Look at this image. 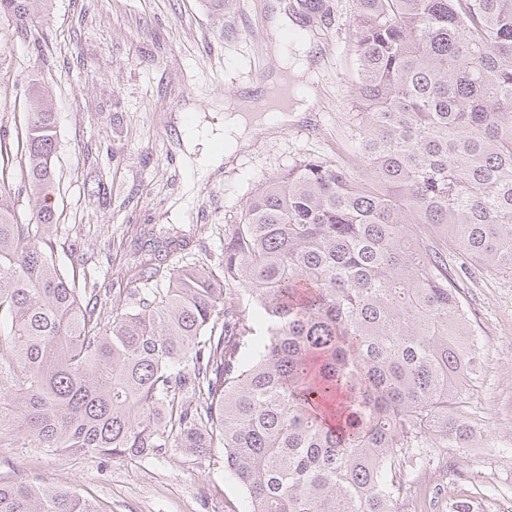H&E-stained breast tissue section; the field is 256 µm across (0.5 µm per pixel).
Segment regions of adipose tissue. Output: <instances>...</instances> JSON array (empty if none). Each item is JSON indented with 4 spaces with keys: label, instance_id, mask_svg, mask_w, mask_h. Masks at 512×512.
Instances as JSON below:
<instances>
[{
    "label": "adipose tissue",
    "instance_id": "adipose-tissue-1",
    "mask_svg": "<svg viewBox=\"0 0 512 512\" xmlns=\"http://www.w3.org/2000/svg\"><path fill=\"white\" fill-rule=\"evenodd\" d=\"M261 121L246 122L242 113H228L222 127L204 124L186 135L189 153L195 154L205 171L217 169L224 158L248 147L253 136L261 132Z\"/></svg>",
    "mask_w": 512,
    "mask_h": 512
}]
</instances>
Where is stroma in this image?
<instances>
[{"instance_id":"35a3bbf8","label":"stroma","mask_w":512,"mask_h":512,"mask_svg":"<svg viewBox=\"0 0 512 512\" xmlns=\"http://www.w3.org/2000/svg\"><path fill=\"white\" fill-rule=\"evenodd\" d=\"M240 0L217 26L199 0H52L39 28L45 42L0 26V115L24 128V92L50 87L56 112V257L82 287L108 289L136 260L140 230L183 229L181 257L224 259V227L238 223L266 179L308 157L351 170L354 150L356 0H328L329 24H314L304 119L273 127L203 176L184 144L193 125L217 126L239 96L265 98L279 50L267 34L274 5ZM88 256L72 266V249ZM465 300L482 347L471 419L512 437V277L476 270ZM406 477L427 488L423 512H497L512 499V457L490 446L449 450ZM0 479L71 488L102 512H247L224 471L223 451L199 460L167 448L138 460L81 457L39 448H0Z\"/></svg>"}]
</instances>
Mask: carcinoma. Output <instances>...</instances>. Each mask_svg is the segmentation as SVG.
I'll list each match as a JSON object with an SVG mask.
<instances>
[{
    "label": "carcinoma",
    "instance_id": "1",
    "mask_svg": "<svg viewBox=\"0 0 512 512\" xmlns=\"http://www.w3.org/2000/svg\"><path fill=\"white\" fill-rule=\"evenodd\" d=\"M203 2L222 21L238 0ZM51 5L0 0V23L29 33ZM292 12L303 31L328 15ZM352 26L366 168L310 157L268 179L217 266L169 264L182 230L152 234L110 307L57 263L56 112L30 89L23 185L0 178V447L222 448L248 512H400L407 466L479 447L478 331L448 252L512 276V0H357ZM0 512L100 510L0 480Z\"/></svg>",
    "mask_w": 512,
    "mask_h": 512
}]
</instances>
